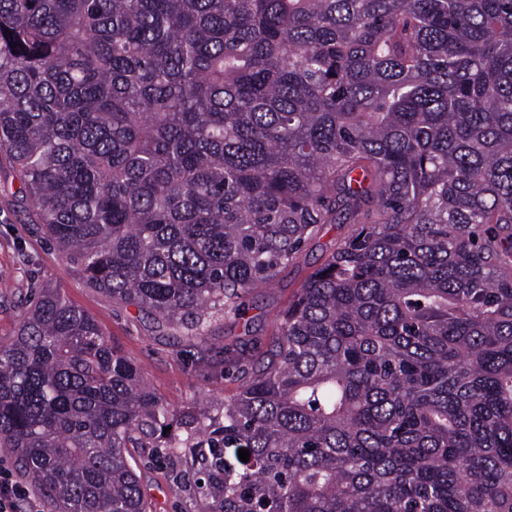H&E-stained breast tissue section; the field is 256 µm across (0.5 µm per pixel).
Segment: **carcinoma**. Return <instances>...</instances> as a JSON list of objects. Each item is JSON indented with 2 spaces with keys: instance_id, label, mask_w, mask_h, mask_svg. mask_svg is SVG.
Returning a JSON list of instances; mask_svg holds the SVG:
<instances>
[{
  "instance_id": "1",
  "label": "carcinoma",
  "mask_w": 512,
  "mask_h": 512,
  "mask_svg": "<svg viewBox=\"0 0 512 512\" xmlns=\"http://www.w3.org/2000/svg\"><path fill=\"white\" fill-rule=\"evenodd\" d=\"M0 152L73 272L187 335L351 225L220 414L41 288L0 448L47 512H150L131 448L202 449L201 512H512V0H0Z\"/></svg>"
}]
</instances>
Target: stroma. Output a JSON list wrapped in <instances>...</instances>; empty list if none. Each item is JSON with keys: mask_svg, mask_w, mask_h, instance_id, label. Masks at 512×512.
<instances>
[{"mask_svg": "<svg viewBox=\"0 0 512 512\" xmlns=\"http://www.w3.org/2000/svg\"><path fill=\"white\" fill-rule=\"evenodd\" d=\"M21 180L0 165V341L15 336L28 301L40 286L62 289L68 300L91 314L122 353L144 375L150 390L164 403L186 408L197 403L212 411L237 393L250 376V362L259 360L277 334L275 317L305 278L349 231L345 224H326L283 268L275 282L252 290L241 315L214 317L204 336L171 335L136 306L113 302L88 288L55 246L32 230L28 212L20 208ZM240 353L236 369L225 370L226 350ZM129 460L152 512H200L197 494L205 474L190 450L160 460L149 449L134 448Z\"/></svg>", "mask_w": 512, "mask_h": 512, "instance_id": "obj_1", "label": "stroma"}]
</instances>
